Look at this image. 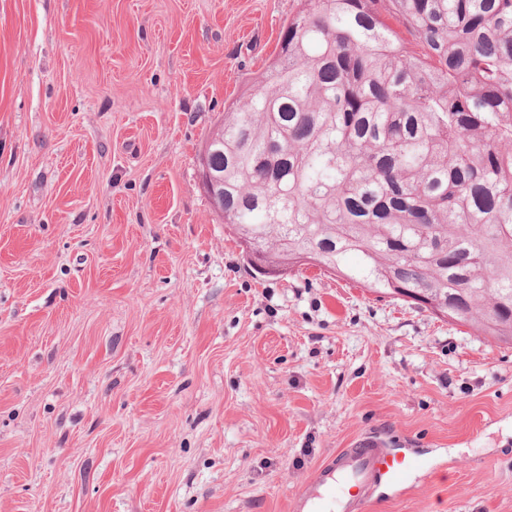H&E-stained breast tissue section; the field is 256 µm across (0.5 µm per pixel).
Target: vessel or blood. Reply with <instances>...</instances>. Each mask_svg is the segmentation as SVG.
Masks as SVG:
<instances>
[{
	"mask_svg": "<svg viewBox=\"0 0 512 512\" xmlns=\"http://www.w3.org/2000/svg\"><path fill=\"white\" fill-rule=\"evenodd\" d=\"M419 465L415 457L388 452L379 438L364 439L318 472L299 496L295 512H355L376 484L405 483Z\"/></svg>",
	"mask_w": 512,
	"mask_h": 512,
	"instance_id": "obj_1",
	"label": "vessel or blood"
}]
</instances>
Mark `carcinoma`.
Here are the masks:
<instances>
[{
  "label": "carcinoma",
  "instance_id": "cac0c4a2",
  "mask_svg": "<svg viewBox=\"0 0 512 512\" xmlns=\"http://www.w3.org/2000/svg\"><path fill=\"white\" fill-rule=\"evenodd\" d=\"M301 2L212 130L224 223L512 344V0Z\"/></svg>",
  "mask_w": 512,
  "mask_h": 512
}]
</instances>
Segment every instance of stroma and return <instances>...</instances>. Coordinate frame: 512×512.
I'll list each match as a JSON object with an SVG mask.
<instances>
[{"instance_id": "1", "label": "stroma", "mask_w": 512, "mask_h": 512, "mask_svg": "<svg viewBox=\"0 0 512 512\" xmlns=\"http://www.w3.org/2000/svg\"><path fill=\"white\" fill-rule=\"evenodd\" d=\"M300 0H0V512H512V345L318 268L262 276L200 179ZM420 466L416 457L391 454L379 438L364 439L322 468L296 501V512H353L382 481L398 485Z\"/></svg>"}]
</instances>
